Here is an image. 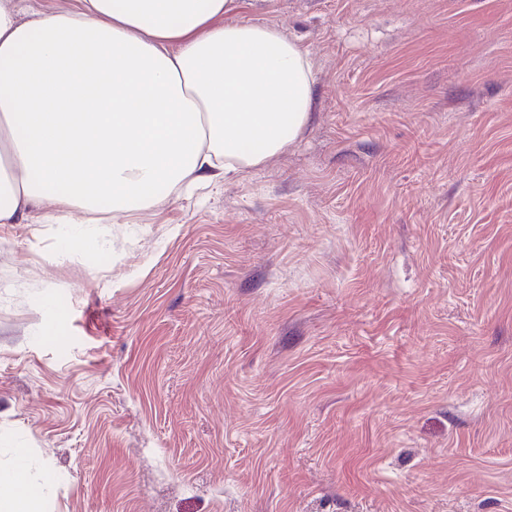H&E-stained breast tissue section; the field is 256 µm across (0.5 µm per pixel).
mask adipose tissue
Returning a JSON list of instances; mask_svg holds the SVG:
<instances>
[{
    "label": "adipose tissue",
    "instance_id": "adipose-tissue-1",
    "mask_svg": "<svg viewBox=\"0 0 512 512\" xmlns=\"http://www.w3.org/2000/svg\"><path fill=\"white\" fill-rule=\"evenodd\" d=\"M239 0H0V223L67 212L59 250L92 249L82 216L134 214L293 146L315 71L296 39L245 21ZM22 466L0 512H40Z\"/></svg>",
    "mask_w": 512,
    "mask_h": 512
}]
</instances>
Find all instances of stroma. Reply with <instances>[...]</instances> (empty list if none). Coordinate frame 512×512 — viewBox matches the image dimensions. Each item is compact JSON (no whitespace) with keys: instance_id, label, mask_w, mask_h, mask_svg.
<instances>
[{"instance_id":"35a3bbf8","label":"stroma","mask_w":512,"mask_h":512,"mask_svg":"<svg viewBox=\"0 0 512 512\" xmlns=\"http://www.w3.org/2000/svg\"><path fill=\"white\" fill-rule=\"evenodd\" d=\"M240 16L311 124L93 253L0 224V464L46 512H512V0Z\"/></svg>"}]
</instances>
